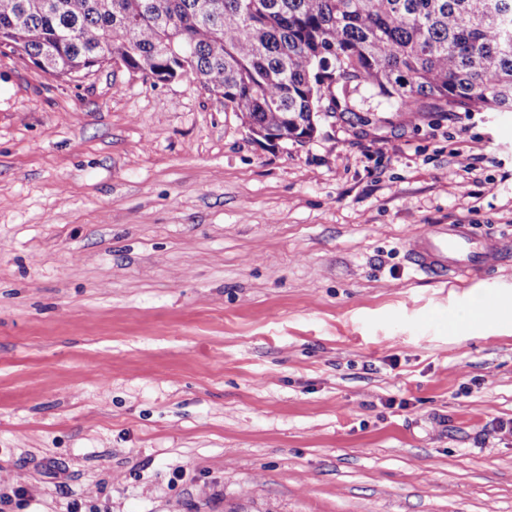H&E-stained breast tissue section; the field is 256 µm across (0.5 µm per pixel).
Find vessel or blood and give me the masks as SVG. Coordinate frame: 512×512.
<instances>
[{
    "label": "vessel or blood",
    "mask_w": 512,
    "mask_h": 512,
    "mask_svg": "<svg viewBox=\"0 0 512 512\" xmlns=\"http://www.w3.org/2000/svg\"><path fill=\"white\" fill-rule=\"evenodd\" d=\"M407 256L417 272L435 279L472 282L483 279L508 246L477 236L466 224H435L411 235Z\"/></svg>",
    "instance_id": "obj_1"
}]
</instances>
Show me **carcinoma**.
<instances>
[{
	"label": "carcinoma",
	"mask_w": 512,
	"mask_h": 512,
	"mask_svg": "<svg viewBox=\"0 0 512 512\" xmlns=\"http://www.w3.org/2000/svg\"><path fill=\"white\" fill-rule=\"evenodd\" d=\"M75 78L184 76L255 137L306 141L370 88L412 120L512 112V0H0V44Z\"/></svg>",
	"instance_id": "obj_1"
}]
</instances>
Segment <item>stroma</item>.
<instances>
[{
  "mask_svg": "<svg viewBox=\"0 0 512 512\" xmlns=\"http://www.w3.org/2000/svg\"><path fill=\"white\" fill-rule=\"evenodd\" d=\"M354 100L267 143L192 78L0 54V512H512V257L405 250L512 241V112ZM407 256L417 272L431 278L464 282L483 279L508 246L477 236L468 224H434L407 239Z\"/></svg>",
  "mask_w": 512,
  "mask_h": 512,
  "instance_id": "stroma-1",
  "label": "stroma"
}]
</instances>
